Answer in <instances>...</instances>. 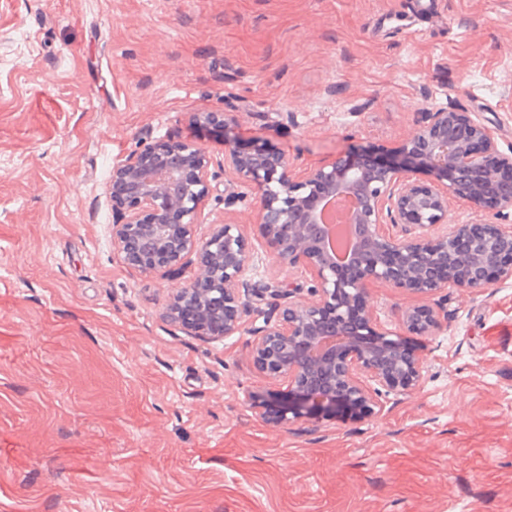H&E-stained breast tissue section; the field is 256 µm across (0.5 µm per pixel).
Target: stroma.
Instances as JSON below:
<instances>
[{
	"label": "stroma",
	"instance_id": "35a3bbf8",
	"mask_svg": "<svg viewBox=\"0 0 512 512\" xmlns=\"http://www.w3.org/2000/svg\"><path fill=\"white\" fill-rule=\"evenodd\" d=\"M236 106L226 130L190 113ZM456 102L512 150V0H0V512H512V282L427 299L426 383L375 418L275 427L246 339L165 320L195 274L115 259L112 167L142 134L284 151L294 176L388 157ZM216 176L197 232L229 220L257 279L291 284ZM368 302L397 330L419 297Z\"/></svg>",
	"mask_w": 512,
	"mask_h": 512
}]
</instances>
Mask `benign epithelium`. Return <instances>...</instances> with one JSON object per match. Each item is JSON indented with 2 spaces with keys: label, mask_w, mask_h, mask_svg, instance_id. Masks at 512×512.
<instances>
[{
  "label": "benign epithelium",
  "mask_w": 512,
  "mask_h": 512,
  "mask_svg": "<svg viewBox=\"0 0 512 512\" xmlns=\"http://www.w3.org/2000/svg\"><path fill=\"white\" fill-rule=\"evenodd\" d=\"M224 106L228 111L194 112L190 122L225 130L234 105ZM214 165L224 170V209L246 201L235 186L257 191L262 238L278 263L308 273L307 288L248 279L251 246L238 224L197 235ZM106 192L123 267L161 277L196 267L170 297L167 321L212 341L251 336L254 368L286 383L279 403L263 412L279 427L349 410L375 416L389 397L423 387L428 365L407 336H431L442 321L412 306L401 311L406 334L385 328L368 304L371 285L427 298L512 281V151H501L495 132L453 102L420 113L396 155L347 152L300 179L279 150L229 140L215 163L196 143L141 136L112 167ZM336 194L358 200L356 244L344 263L327 251L321 222L323 202ZM450 196L494 209L496 221H448Z\"/></svg>",
  "instance_id": "benign-epithelium-1"
}]
</instances>
